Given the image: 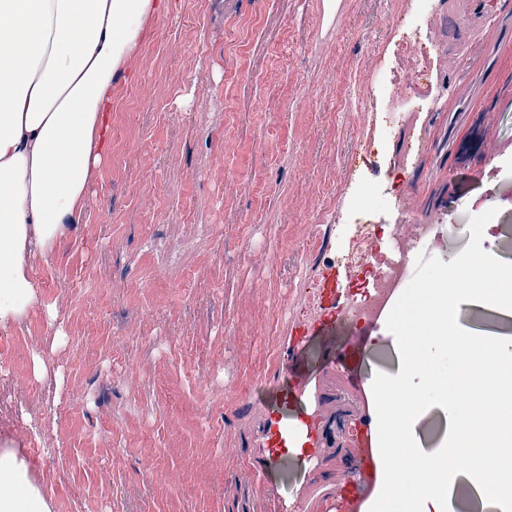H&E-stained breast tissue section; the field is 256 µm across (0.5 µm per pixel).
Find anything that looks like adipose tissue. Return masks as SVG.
Segmentation results:
<instances>
[{"label": "adipose tissue", "mask_w": 512, "mask_h": 512, "mask_svg": "<svg viewBox=\"0 0 512 512\" xmlns=\"http://www.w3.org/2000/svg\"><path fill=\"white\" fill-rule=\"evenodd\" d=\"M165 10V0H0V326L38 305L34 252L78 223L107 153L112 85ZM465 305L512 313V266L498 265L487 278L472 253L455 285L424 286L388 318L401 358L396 375L369 397L379 430L362 512H453L448 446L473 433L480 440L469 443L470 453L494 475L479 499L491 512H512V367L498 355L501 335L465 334L454 316ZM450 341L473 394L465 406L447 400L448 385L424 353ZM417 374L444 396L448 432L435 448L417 445L427 414L407 387ZM0 512H50L25 460L8 449L0 451Z\"/></svg>", "instance_id": "ef3b65f1"}]
</instances>
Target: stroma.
<instances>
[{"label":"stroma","mask_w":512,"mask_h":512,"mask_svg":"<svg viewBox=\"0 0 512 512\" xmlns=\"http://www.w3.org/2000/svg\"><path fill=\"white\" fill-rule=\"evenodd\" d=\"M335 2L167 0L113 84L81 220L32 259L40 307L0 327V449L51 512H355L370 489L347 432L397 366L375 359L381 323L292 346L327 267L349 301L357 240L389 249L396 224L434 227L407 292L476 247L512 264V0L476 29L446 0L414 29L411 0ZM405 110L414 129L390 122ZM294 385L287 414L317 412L324 446L265 455Z\"/></svg>","instance_id":"obj_1"}]
</instances>
